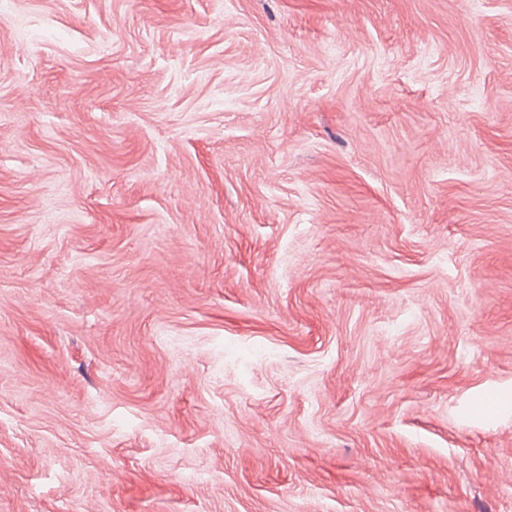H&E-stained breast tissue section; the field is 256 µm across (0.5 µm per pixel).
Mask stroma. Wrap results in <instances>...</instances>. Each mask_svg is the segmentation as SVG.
Masks as SVG:
<instances>
[{
	"label": "stroma",
	"instance_id": "stroma-1",
	"mask_svg": "<svg viewBox=\"0 0 512 512\" xmlns=\"http://www.w3.org/2000/svg\"><path fill=\"white\" fill-rule=\"evenodd\" d=\"M0 512H512V0H0Z\"/></svg>",
	"mask_w": 512,
	"mask_h": 512
}]
</instances>
